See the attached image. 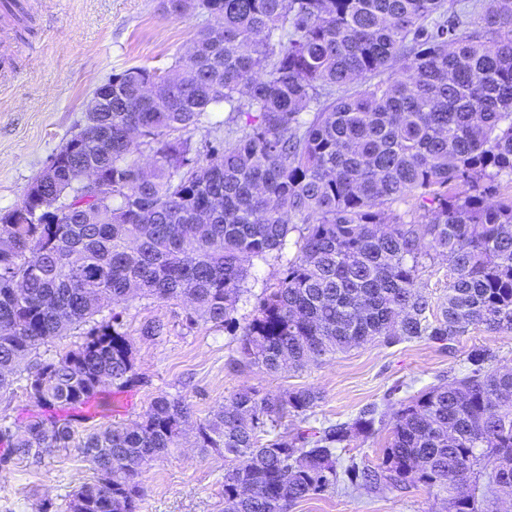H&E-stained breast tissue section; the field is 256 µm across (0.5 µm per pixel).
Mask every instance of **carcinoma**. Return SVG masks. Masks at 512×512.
Wrapping results in <instances>:
<instances>
[{"instance_id":"carcinoma-1","label":"carcinoma","mask_w":512,"mask_h":512,"mask_svg":"<svg viewBox=\"0 0 512 512\" xmlns=\"http://www.w3.org/2000/svg\"><path fill=\"white\" fill-rule=\"evenodd\" d=\"M203 10L173 73L132 67L96 89L106 111L55 153L43 198L0 213V396L18 366L56 337L82 341L25 379L22 425L0 423L19 458L77 448L95 479L66 512H141L144 466L179 446L188 409L161 395L141 422L76 439L74 411L134 381L132 348L111 303L183 305L192 323L229 320L252 259L296 255L240 338L267 373L319 363L377 338L451 344L470 328L512 331V0H160ZM158 88L154 96L144 86ZM225 105L238 124L205 156L191 133ZM112 139V152L99 141ZM154 163L140 166V147ZM92 165L112 193L86 187ZM223 199L218 209L212 197ZM405 205L403 211L397 206ZM448 262L434 312L416 289L423 259ZM474 349L468 372L394 414L375 466H340L336 448L378 431L377 410L307 435L279 431L319 396L235 393L194 444L224 453V512H286L336 487L448 495L481 512L512 476V371ZM249 493H243V489Z\"/></svg>"}]
</instances>
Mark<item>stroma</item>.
<instances>
[{"instance_id":"35a3bbf8","label":"stroma","mask_w":512,"mask_h":512,"mask_svg":"<svg viewBox=\"0 0 512 512\" xmlns=\"http://www.w3.org/2000/svg\"><path fill=\"white\" fill-rule=\"evenodd\" d=\"M30 21L15 32L18 73L0 86V211L23 200L50 156L78 133L96 87L113 73L139 66L167 70L207 21L162 15L159 0H46L30 5ZM283 258L253 260L228 324H188L182 306L142 297L104 309L119 313L132 347L137 383L109 385L77 432L103 424L141 421L158 396L185 400L190 425L224 406L234 393L279 394L309 388L321 399L289 432L352 422L366 407L392 417L401 403L427 387L464 374L468 353L490 350L492 367L512 370V332L472 329L445 347L430 340L387 344L376 339L321 364L266 374L243 362L239 339L265 289L275 287ZM158 321L160 336L143 335ZM223 454L201 455L193 439L152 461L139 482L142 512H222ZM78 449L20 459L0 446V512H65L71 495L94 479ZM288 512H448L442 496L421 483L405 492L339 489L293 504Z\"/></svg>"}]
</instances>
